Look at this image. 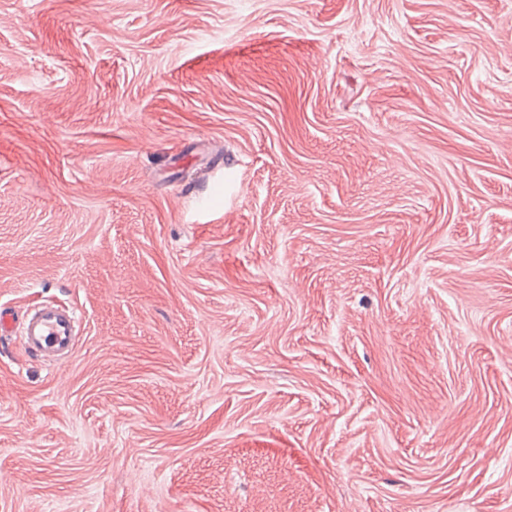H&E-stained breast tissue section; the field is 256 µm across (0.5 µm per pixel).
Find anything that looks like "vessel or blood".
<instances>
[{
    "instance_id": "b4317fda",
    "label": "vessel or blood",
    "mask_w": 512,
    "mask_h": 512,
    "mask_svg": "<svg viewBox=\"0 0 512 512\" xmlns=\"http://www.w3.org/2000/svg\"><path fill=\"white\" fill-rule=\"evenodd\" d=\"M80 327L79 318L72 308L55 303L34 305L19 325L11 315L0 312V334L20 329L29 351L50 363L72 352V338Z\"/></svg>"
}]
</instances>
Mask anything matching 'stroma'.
I'll return each instance as SVG.
<instances>
[{
    "mask_svg": "<svg viewBox=\"0 0 512 512\" xmlns=\"http://www.w3.org/2000/svg\"><path fill=\"white\" fill-rule=\"evenodd\" d=\"M0 512H512V0H0ZM80 328L79 317L72 308L39 303L27 312L21 335L29 351L44 361L56 363L59 356L72 352V337Z\"/></svg>",
    "mask_w": 512,
    "mask_h": 512,
    "instance_id": "1",
    "label": "stroma"
}]
</instances>
